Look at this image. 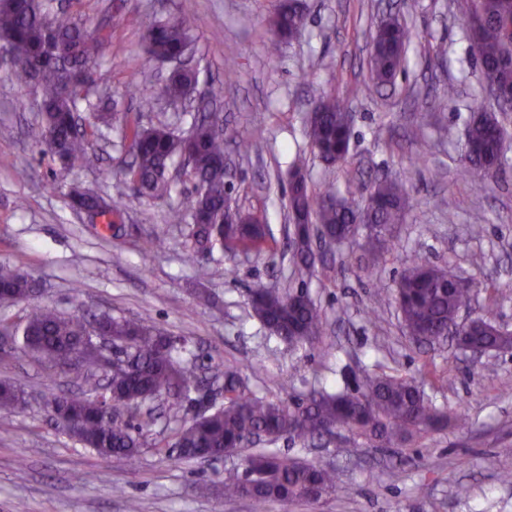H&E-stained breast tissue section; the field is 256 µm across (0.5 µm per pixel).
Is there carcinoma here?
I'll use <instances>...</instances> for the list:
<instances>
[{
    "mask_svg": "<svg viewBox=\"0 0 512 512\" xmlns=\"http://www.w3.org/2000/svg\"><path fill=\"white\" fill-rule=\"evenodd\" d=\"M466 26L469 54L478 64L481 86L511 94L496 95L492 107L479 102L466 125L463 146L468 167L484 185L504 170L506 154L512 150L504 129V117L512 112V0H469ZM306 22L301 0H281L269 25L277 39L296 36ZM143 40L150 56L160 62L176 60L195 45V38L179 19L153 18L144 24ZM409 39L408 29L395 20L378 31L369 60L370 75L377 85L394 81L403 66L400 48ZM106 49L105 37L88 30L85 23L53 12L50 0H0V50L21 53L26 63L10 67L8 78L26 88L41 116V136L68 171L92 168L97 155L89 151V133L112 125V113L100 110L103 92L95 74ZM197 82V72L182 68L170 72L163 92L169 102L183 103ZM190 137L175 133L169 124L144 127L127 124L123 137L130 143L133 160L126 177L133 190L162 198L170 195L169 171L180 159L190 166L193 191L184 201L189 212L207 216L204 224L193 225V250L215 247L228 252L260 253L268 247L270 234L264 224L245 218L239 224H220L224 202L229 199L224 151L233 140L238 152L246 153L252 140L226 138L219 115L205 116L189 128ZM353 121L346 102L333 95L314 99L305 120V136L313 151L329 164L346 161L350 153ZM70 207L112 219L120 215L121 203L109 202L78 185L61 187ZM339 195L332 187L313 193L297 166L289 181L288 231L293 263L302 276L315 272L316 260L308 242L309 226H319L323 244L334 246L352 233L358 204L356 192ZM369 195L378 205L369 214L377 228V244L390 243L404 222L409 196L398 180L373 182ZM38 284L27 273L0 263V302H26L29 309L19 327H8L19 350L36 355L49 370L59 361L77 354L96 333L131 338L132 373L113 382L103 401L94 404L88 396L100 392L102 380L94 369L82 379L78 393L48 389L42 400L52 413L67 419L63 431L81 445L102 456L118 460L135 457L149 445L155 418L141 402L148 394L179 392L190 398L200 382L196 364L184 365L178 352L187 340L169 336L146 319L114 318L102 312L81 318L63 314L35 301ZM473 288H455L441 267L414 255L400 276L394 300L401 322L410 336H424L433 345L448 341V326L461 309L470 305ZM249 305L254 315L274 335L292 346L322 340L325 317L308 291L279 290L258 285L250 289ZM460 346L481 348L492 354L512 351V332L481 318L465 330ZM207 382L224 390V404L201 418H188L176 430L173 442L153 445L177 462L220 456L233 444L248 445V438L268 432L275 438L308 442L322 437L324 430L342 428L380 447L404 445L460 419L432 404L415 381L368 371L352 389L329 392L323 388L304 403L257 397L244 385L239 370L222 362L207 366ZM29 392L20 384L0 382V410L13 412ZM245 467L224 479V495L247 496L258 504L316 501L313 491H336L341 472L332 466L301 460L275 449L260 448L245 455Z\"/></svg>",
    "mask_w": 512,
    "mask_h": 512,
    "instance_id": "cac0c4a2",
    "label": "carcinoma"
}]
</instances>
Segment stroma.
<instances>
[{
    "instance_id": "obj_1",
    "label": "stroma",
    "mask_w": 512,
    "mask_h": 512,
    "mask_svg": "<svg viewBox=\"0 0 512 512\" xmlns=\"http://www.w3.org/2000/svg\"><path fill=\"white\" fill-rule=\"evenodd\" d=\"M88 28L106 26L112 39L96 72L115 118L90 137L96 167L67 173L41 142L40 115L28 92L0 75V262L37 280L39 299L61 312L83 307L116 317L151 320L190 337L197 363L239 367L259 397L305 400L312 389L355 385L381 365L413 379L436 407L465 415L448 427L394 448H377L347 431L308 446L279 439L276 449L311 462L342 467L341 488L314 503L257 506L224 495V479L241 454L176 463L156 448L116 462L82 447L51 421L38 403L0 413V512H512V353L481 360L451 345L421 347L406 335L393 300L412 254L474 281L471 316L512 330V151L503 174L476 190L462 146L481 87L467 54L464 0H304L307 19L276 55L268 19L277 0H58ZM409 28L405 65L393 85L369 77L376 26L386 11ZM182 19L198 37L197 90L223 79L219 112L227 129L251 137L246 153H230L231 202L260 215L272 241L261 254H192L191 221L167 219L192 190L174 170L169 197H136L121 174L131 161L125 121L161 122L188 130L193 116L174 115L164 100L144 105L133 90L160 87L168 68L147 53L142 25L152 17ZM456 96H449V89ZM343 97L353 114L348 161L329 165L313 153L304 121L321 93ZM300 163L313 192L350 181H403L410 195L405 221L389 250L376 254L364 235L336 246L314 277H300L287 245L288 172ZM79 182L120 201L115 223H90L69 210L55 189ZM166 246L143 258L148 237ZM482 254L483 267L472 266ZM306 288L321 306V342L293 347L271 336L254 316L255 284ZM205 291L215 298L197 300ZM27 390L72 386L71 374L47 375L34 355L0 356V380ZM94 473L81 485L76 474ZM470 489L459 496L457 485Z\"/></svg>"
}]
</instances>
